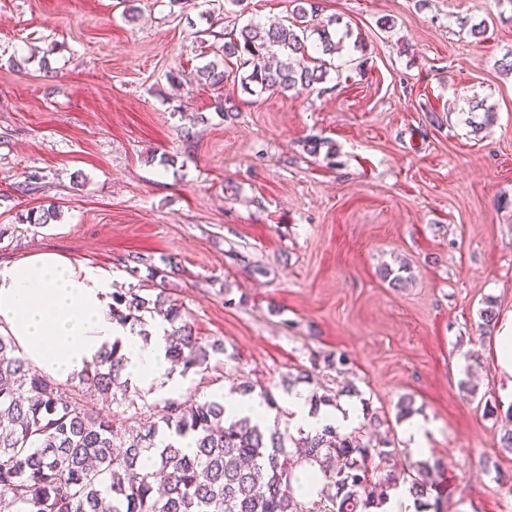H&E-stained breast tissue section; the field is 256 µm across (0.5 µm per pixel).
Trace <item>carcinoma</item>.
<instances>
[{
    "label": "carcinoma",
    "instance_id": "1",
    "mask_svg": "<svg viewBox=\"0 0 512 512\" xmlns=\"http://www.w3.org/2000/svg\"><path fill=\"white\" fill-rule=\"evenodd\" d=\"M289 26L248 23L222 46L225 65L242 72V89L253 95L287 93L323 82L342 39L336 19L318 20L315 0H292ZM317 36L321 57L309 65ZM231 71L210 61L195 70L199 85L218 86ZM165 311L167 360L208 369L211 352L194 336L173 300L128 290L112 292V319L135 329ZM0 334V499L14 512H380L399 484L430 512L438 466L416 462L393 473L396 449L388 438L372 441L366 423L342 432L326 425L315 434L287 435L248 416L231 415L224 400H166L156 412L136 414V433L126 436L102 414L94 396L128 400L125 355L117 342L76 375L69 388L16 355ZM334 394L313 392V410L335 406Z\"/></svg>",
    "mask_w": 512,
    "mask_h": 512
}]
</instances>
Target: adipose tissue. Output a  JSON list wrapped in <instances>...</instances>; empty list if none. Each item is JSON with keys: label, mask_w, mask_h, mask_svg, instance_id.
<instances>
[{"label": "adipose tissue", "mask_w": 512, "mask_h": 512, "mask_svg": "<svg viewBox=\"0 0 512 512\" xmlns=\"http://www.w3.org/2000/svg\"><path fill=\"white\" fill-rule=\"evenodd\" d=\"M110 290L109 281L93 269L56 254L0 264V331L12 336L25 359L54 378L80 373L118 341L131 378L175 388V379L167 374L162 336L146 348L139 336L113 321L107 305ZM288 405L296 426L306 431L328 424L347 429L360 416L353 403L312 411L307 392L300 388L290 392Z\"/></svg>", "instance_id": "ef3b65f1"}]
</instances>
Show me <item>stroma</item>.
<instances>
[{
  "label": "stroma",
  "mask_w": 512,
  "mask_h": 512,
  "mask_svg": "<svg viewBox=\"0 0 512 512\" xmlns=\"http://www.w3.org/2000/svg\"><path fill=\"white\" fill-rule=\"evenodd\" d=\"M320 2L364 54L251 95L188 75L247 21L290 24L291 0H0V263L54 253L151 298L164 269L200 343L223 347L176 399L248 382L284 406L283 378L320 363L319 390L355 388L402 466L412 397L444 512H512V376L481 332L487 305L512 313V0ZM479 103L495 119L478 131ZM52 204L57 221L27 222ZM340 353L342 374L324 365ZM137 391L96 407L128 425L169 396Z\"/></svg>",
  "instance_id": "1"
}]
</instances>
